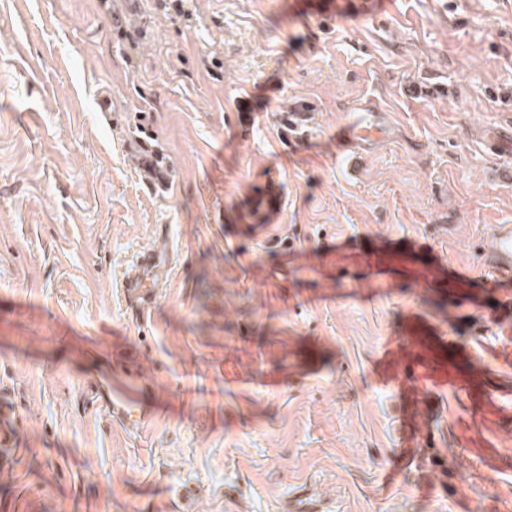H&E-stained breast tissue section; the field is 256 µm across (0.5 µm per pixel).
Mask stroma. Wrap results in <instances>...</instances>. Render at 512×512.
<instances>
[{"label": "stroma", "mask_w": 512, "mask_h": 512, "mask_svg": "<svg viewBox=\"0 0 512 512\" xmlns=\"http://www.w3.org/2000/svg\"><path fill=\"white\" fill-rule=\"evenodd\" d=\"M323 3L0 0V512H505L512 0ZM368 96L390 136L345 152ZM415 319L484 345L495 406L399 399L373 361ZM135 370L132 428L95 383ZM493 288L494 305L489 320L502 325L510 335L512 326V225L501 224L495 235L493 253L486 262L483 275Z\"/></svg>", "instance_id": "stroma-1"}]
</instances>
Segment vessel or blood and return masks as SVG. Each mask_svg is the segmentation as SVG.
<instances>
[{
	"mask_svg": "<svg viewBox=\"0 0 512 512\" xmlns=\"http://www.w3.org/2000/svg\"><path fill=\"white\" fill-rule=\"evenodd\" d=\"M346 125L350 133V148L375 145L389 134V120L383 109L373 100L356 103L350 109ZM494 293V304L489 310L491 322L512 327V225L503 224L497 229L493 253L483 269ZM410 344L434 349L435 358L418 363L420 374L433 375L435 383L443 388L465 393L468 397L489 398L490 393L472 375L470 363L479 359L478 349L459 353L455 347L447 346L444 340L432 336L427 325L414 323L408 338ZM380 372L396 369L398 375L408 373V366L400 346L384 348L377 360ZM143 376L133 372L112 391V416L114 419L141 424L150 417L142 398Z\"/></svg>",
	"mask_w": 512,
	"mask_h": 512,
	"instance_id": "b4317fda",
	"label": "vessel or blood"
}]
</instances>
